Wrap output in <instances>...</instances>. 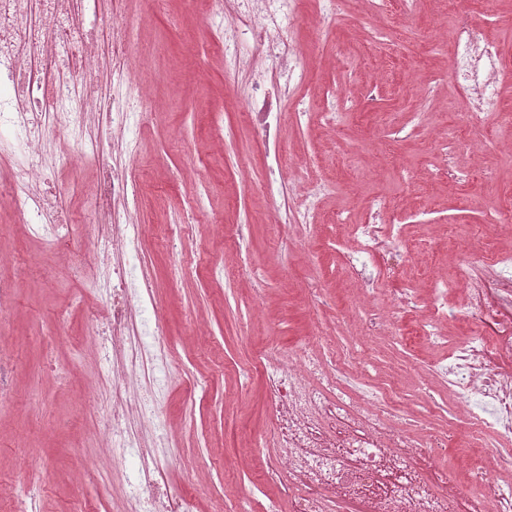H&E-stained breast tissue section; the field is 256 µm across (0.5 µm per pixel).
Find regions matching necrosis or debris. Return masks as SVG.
I'll return each instance as SVG.
<instances>
[{"label":"necrosis or debris","instance_id":"4bbe7bcc","mask_svg":"<svg viewBox=\"0 0 512 512\" xmlns=\"http://www.w3.org/2000/svg\"><path fill=\"white\" fill-rule=\"evenodd\" d=\"M86 0H0V163L20 172L19 180L0 183V200H9L24 223L36 225L47 246L72 254L85 272L101 271V288L111 289L106 311L89 310L87 320L97 327L112 350V427L108 435L122 447L134 449L140 466L128 490L130 512H198L192 495L168 478L151 449L141 447L126 422L152 415L148 399L130 386L135 363L130 355L148 356L151 342L164 322L158 310L147 309L150 295L135 263L127 254L136 229L120 210L137 184L127 168L104 167L90 194L92 221L87 245H80L65 202L53 194L50 173L56 159L46 144L55 130L64 128L87 141L99 154L111 136L123 133L132 121H146L155 110L142 98L139 112L112 110L107 125L89 127L101 108L90 86L97 57L108 50L112 69L138 84L145 66L134 49L124 0H113L105 26L108 46H101L94 29L76 26L73 16ZM288 0H213L224 20L226 78L248 74V115L266 149L269 186L285 180L287 165L276 146L280 113L273 100L288 92L297 68L299 47L285 33L280 15ZM459 50L457 83L484 109H494L492 82L478 81L481 69L500 73L498 46L484 39L478 28L460 19L454 30ZM354 234L361 249L343 259L347 273L365 298L383 286L387 268L375 265L377 254L395 242V229L381 231L358 224ZM464 304L449 305L448 292L437 289L436 300L422 317L421 332L432 343L444 338L441 325L467 319L469 331L448 357L444 370L448 391L463 406L464 415L440 428L417 424L401 426L393 382L379 390L371 408L330 395L337 375L319 358L314 339L289 349L264 347L258 368L265 390L270 436L277 453L269 468L288 488L287 512H346L361 503L365 512H512V371L486 373L492 355L511 356L512 336L503 335L497 306L487 305L482 282L462 281ZM144 305L139 342L131 340V302ZM462 436L478 450L467 480L449 469L430 472L424 454L431 448L445 454L448 442Z\"/></svg>","mask_w":512,"mask_h":512}]
</instances>
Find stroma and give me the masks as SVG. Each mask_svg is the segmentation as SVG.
Instances as JSON below:
<instances>
[{"label": "stroma", "mask_w": 512, "mask_h": 512, "mask_svg": "<svg viewBox=\"0 0 512 512\" xmlns=\"http://www.w3.org/2000/svg\"><path fill=\"white\" fill-rule=\"evenodd\" d=\"M297 0L288 21L301 54L303 83L283 103L281 148L294 182L325 184L310 228L274 224L294 197L271 199L263 146L240 120L247 78L224 77L222 31L205 0L188 10L169 0L164 12L128 0L135 32L153 56L143 83L155 116L131 125L132 151L106 159L139 170L129 206L147 243L142 274L166 334L155 346L169 356L168 387L156 396L170 440L162 446L172 482L199 497L203 512H247L261 498L262 462L275 450L266 437L263 391L254 351L324 338L325 352L363 353L347 383L374 389L389 376L399 400L420 408L422 381L435 378L468 333L450 322L448 340L418 334L430 299L398 305L408 276L419 284L457 278L463 257L511 245L490 217L512 221V0ZM465 17L498 42L503 67L495 111L476 112L454 77L453 21ZM346 100L335 127L321 121L332 100ZM304 120H297V113ZM99 169L93 157L58 164L56 192L72 224H88L87 196ZM380 209L415 251L396 250L393 277L376 302L360 296L341 266L357 250L349 234ZM193 221L192 233L172 235ZM245 224L241 248L224 246V228ZM0 267L11 288L0 302V349L11 363L0 403V512L36 497L38 512H69L75 499L96 512H127L133 461L100 436L111 363L84 310L105 304L70 256L46 248L20 215L0 205ZM248 276H238V268ZM329 294L323 304L313 289ZM380 316L375 331L366 321Z\"/></svg>", "instance_id": "obj_1"}]
</instances>
